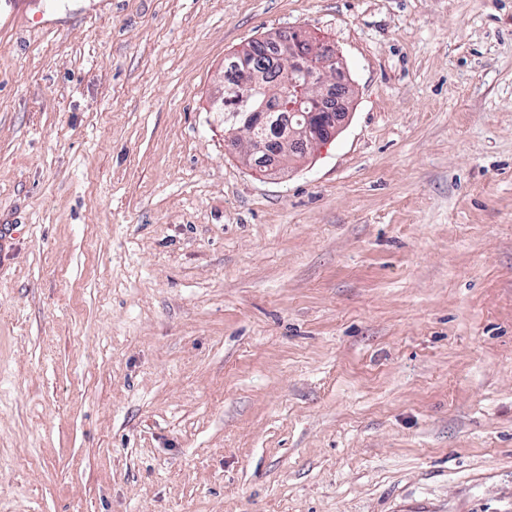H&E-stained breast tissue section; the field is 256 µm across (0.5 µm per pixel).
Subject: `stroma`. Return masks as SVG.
I'll return each instance as SVG.
<instances>
[{"label":"stroma","mask_w":512,"mask_h":512,"mask_svg":"<svg viewBox=\"0 0 512 512\" xmlns=\"http://www.w3.org/2000/svg\"><path fill=\"white\" fill-rule=\"evenodd\" d=\"M97 2L0 0V512H512V0ZM292 30L353 94L271 175ZM305 34L301 30L288 32H276L263 39L252 41L249 45L238 51L240 62L245 70L257 73L253 52L265 58L268 66L261 71L260 77L266 83H273L280 72L279 64H270L272 50L265 43L274 45L281 59L287 67V76L282 79L284 88L288 94H293V101L288 105L291 116L287 126L277 127L281 122L276 118L280 110L285 90L271 91L261 86H255L254 90L243 96L239 93L236 98L239 107L238 112H226L222 102L216 106V112H225L224 131L225 141L229 149L238 150L240 134H247L246 147L248 159H254L255 169L272 170L291 157V154L303 150L306 151L308 143L315 145L318 141L333 140L344 126L347 112L337 109L339 100H346L350 96V86L336 81L331 75L338 70L336 54L329 49L324 56L317 58V51L305 52L308 43L303 42ZM253 50V52H252ZM296 76V78H294ZM258 98H261L258 100ZM302 108L305 109L303 113ZM280 110V111H278ZM278 111V112H277ZM294 114L302 115L303 121L297 125L291 123ZM272 127L277 131V136L264 135L266 129ZM255 161L259 165H255Z\"/></svg>","instance_id":"obj_1"}]
</instances>
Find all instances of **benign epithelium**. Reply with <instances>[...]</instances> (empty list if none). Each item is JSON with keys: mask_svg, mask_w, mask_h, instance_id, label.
I'll use <instances>...</instances> for the list:
<instances>
[{"mask_svg": "<svg viewBox=\"0 0 512 512\" xmlns=\"http://www.w3.org/2000/svg\"><path fill=\"white\" fill-rule=\"evenodd\" d=\"M304 37L300 30L264 37L286 64L284 89L271 91L257 86L250 94L236 98L238 111L224 114L227 146L238 150L240 134L246 133L247 157L259 162L260 169L272 170L309 144L335 139L344 126L347 113L337 109V104L350 96V86L331 78L337 71L336 54L331 49L321 57L314 51H303ZM287 92L294 95L289 112H302L303 120L282 127L276 114Z\"/></svg>", "mask_w": 512, "mask_h": 512, "instance_id": "benign-epithelium-1", "label": "benign epithelium"}]
</instances>
